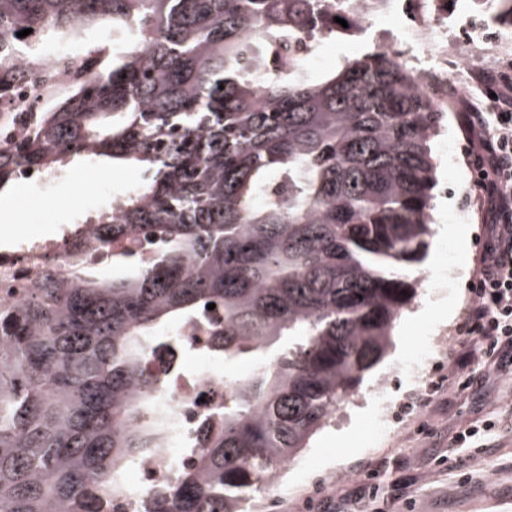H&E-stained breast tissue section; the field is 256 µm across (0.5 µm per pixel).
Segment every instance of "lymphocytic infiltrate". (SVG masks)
<instances>
[{"label":"lymphocytic infiltrate","instance_id":"1","mask_svg":"<svg viewBox=\"0 0 512 512\" xmlns=\"http://www.w3.org/2000/svg\"><path fill=\"white\" fill-rule=\"evenodd\" d=\"M485 80L499 85L501 110L490 120L470 112L465 121L479 133L480 164L492 174L487 184L490 238L458 326L464 342L448 353L454 369L474 363L491 369L512 365V78L500 73Z\"/></svg>","mask_w":512,"mask_h":512}]
</instances>
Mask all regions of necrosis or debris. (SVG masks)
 <instances>
[{
	"instance_id": "obj_1",
	"label": "necrosis or debris",
	"mask_w": 512,
	"mask_h": 512,
	"mask_svg": "<svg viewBox=\"0 0 512 512\" xmlns=\"http://www.w3.org/2000/svg\"><path fill=\"white\" fill-rule=\"evenodd\" d=\"M350 17L374 51L396 54L413 74L415 89L427 93L441 112L449 111L453 97L470 85L473 63L500 66L512 59V27L496 21L493 0L478 11L464 4L453 13L446 0H381L374 10L366 0H351ZM19 65L22 77L0 96V145L19 142L53 97L88 77L87 68L62 50L20 56ZM125 248L122 242L102 248L95 226L88 224L76 239H47L0 252V304L19 300V293L11 289L14 281L27 282L47 270L63 269L74 252L101 265ZM175 341L191 348L193 365L170 362L162 354L148 363L155 374L176 379L156 398L159 409L173 412V439L167 447L134 462L129 470L131 490L113 500L112 512H138L156 488L193 464L195 456L185 448L186 439L195 436L203 419L223 408L224 393L233 385L214 356L216 336L185 327Z\"/></svg>"
}]
</instances>
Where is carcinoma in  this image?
<instances>
[{"label":"carcinoma","mask_w":512,"mask_h":512,"mask_svg":"<svg viewBox=\"0 0 512 512\" xmlns=\"http://www.w3.org/2000/svg\"><path fill=\"white\" fill-rule=\"evenodd\" d=\"M329 0H0V46L94 27L96 69L0 146V187L74 159L142 182L83 220L99 242L144 241L112 273L70 262L0 306V512H106L132 462L172 438L149 357L224 312V375L252 365L196 461L143 512H244L392 344L432 235L443 114L386 53L309 81L301 61L259 85L249 60L336 33ZM18 77L0 52V92ZM406 294H401V291Z\"/></svg>","instance_id":"carcinoma-1"}]
</instances>
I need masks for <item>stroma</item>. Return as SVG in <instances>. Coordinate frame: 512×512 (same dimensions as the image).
<instances>
[{"mask_svg":"<svg viewBox=\"0 0 512 512\" xmlns=\"http://www.w3.org/2000/svg\"><path fill=\"white\" fill-rule=\"evenodd\" d=\"M365 52L359 36L328 38L319 59L304 60L301 74L315 78L343 58ZM470 108V102L459 103L434 139L436 185L447 188L450 204L431 212L433 225L447 223L450 205L462 199L467 220L458 239L432 235L425 259L408 271L413 277L445 266L455 274L453 284L433 295L425 283H417L386 356L365 373L357 392L340 407L338 420L314 435L282 471L276 495H256L247 505L249 512H373L358 478L364 469L377 474L375 482L385 497L382 512H512V373L471 366L450 373L448 387L441 388L436 365L418 379L396 371L421 355L422 329L445 333L448 346L461 342L456 326L490 236L484 187L462 191L446 162L451 135L459 145L461 165L477 161L482 153L477 140L467 135L463 116ZM138 182L136 169L80 160L47 187L17 183L8 200L11 216L0 229V251L59 236L77 218L95 213ZM448 303L454 306L452 317L419 316L421 309ZM386 376L392 379L387 387L389 422L379 430L372 389ZM486 418L496 419L498 427L482 440L484 451L473 478L459 481L451 461L468 451L458 447L456 436L470 422Z\"/></svg>","mask_w":512,"mask_h":512,"instance_id":"stroma-1","label":"stroma"}]
</instances>
